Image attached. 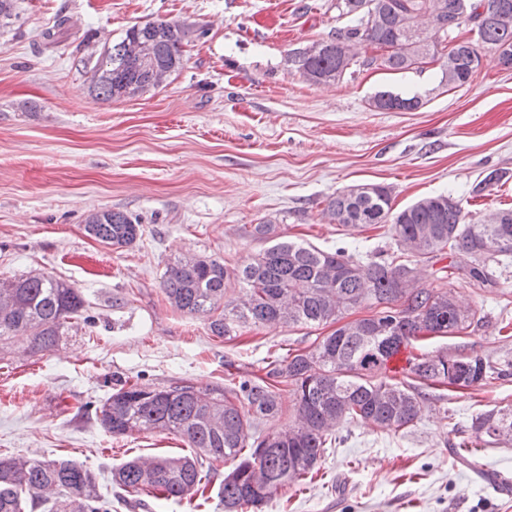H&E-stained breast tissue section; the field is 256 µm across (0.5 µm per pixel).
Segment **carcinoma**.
Masks as SVG:
<instances>
[{
  "mask_svg": "<svg viewBox=\"0 0 512 512\" xmlns=\"http://www.w3.org/2000/svg\"><path fill=\"white\" fill-rule=\"evenodd\" d=\"M18 0H0V28L17 17ZM340 14L355 24L330 40L288 53V67L311 83L339 81L356 65H379L403 72L443 60L442 79L467 83L481 58L461 36L473 16L482 18V41L512 66V0H337ZM187 28L173 21L135 24L106 49L88 70L90 87L107 100L131 97L155 87L146 72L130 66L128 52L139 48L148 62L171 75L184 67ZM371 106L381 111L413 110L416 97L377 93ZM507 172L490 171L471 190L480 196ZM336 223L360 228L390 224L397 246L423 261L462 255L467 275L489 279L488 263L512 259V210L482 222H468L459 202L445 195L426 197L396 210L392 191L379 184L343 189L327 203ZM86 232L119 248L136 243L140 224L121 211L89 214ZM248 234L273 244L240 266L201 256L167 267L162 290L177 310L210 320L213 335L232 339L247 325L338 327L313 348L272 357L265 376L233 377L222 388L190 383L158 389L118 381L95 406L100 425L114 436L167 432L193 449L190 455L132 458L112 470V483L128 493L182 499L200 491L204 462L232 463L220 494L224 512H262L279 491L313 476L332 445L331 431L343 421L367 419L399 431L414 425L427 401L421 387L470 388L512 376V359L482 355L410 354L404 371L416 382L382 377L401 351L432 336L461 334L482 321L460 310L451 292L425 287L411 262L363 261L344 248L325 251L276 237L273 224H252ZM243 285L240 300H224L231 281ZM376 309L369 319L342 322L352 308ZM78 289L42 273L0 277V354L15 341L34 353L55 346L65 325L88 321ZM294 396L284 427L259 429L282 415L281 391ZM471 434L484 444L512 442V410L490 409L472 419ZM112 512V499L98 489L95 474L70 459L0 457V512Z\"/></svg>",
  "mask_w": 512,
  "mask_h": 512,
  "instance_id": "cac0c4a2",
  "label": "carcinoma"
}]
</instances>
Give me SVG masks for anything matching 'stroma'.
I'll return each instance as SVG.
<instances>
[{
    "label": "stroma",
    "mask_w": 512,
    "mask_h": 512,
    "mask_svg": "<svg viewBox=\"0 0 512 512\" xmlns=\"http://www.w3.org/2000/svg\"><path fill=\"white\" fill-rule=\"evenodd\" d=\"M0 29V277L40 272L78 288L91 323L65 326L46 353L13 344L0 360V455L85 464L112 512H224L227 470L217 463L207 501L133 496L111 483L133 457L183 454L158 432L112 436L93 406L114 379L154 387L223 386L227 365L261 377L271 352L311 348L333 325L250 326L235 340L203 317L174 309L162 290L172 263L193 255L239 265L261 241L249 225L276 224L283 238L365 258L400 259L390 225L352 229L326 212L347 187L380 183L403 208L447 194L468 218L512 208V178L473 199L487 172L512 174V67L482 49L481 64L451 88L434 62L398 74L380 66L335 83L291 71L289 50L353 25L336 0H18ZM67 32L43 39L57 15ZM184 25L183 70L159 87L106 100L84 77L91 54L149 20ZM416 96L419 108L379 111L380 91ZM137 219L141 239L116 248L90 237L93 211ZM451 256L419 264L424 286L452 290L485 320L426 343L430 353L512 356V265L491 281L444 275ZM512 408V378L466 390L429 389L414 426L391 431L360 420L339 427L314 481L291 485L263 512H512L494 478L512 477V445L485 446L482 471L454 450L472 416Z\"/></svg>",
    "instance_id": "stroma-1"
}]
</instances>
